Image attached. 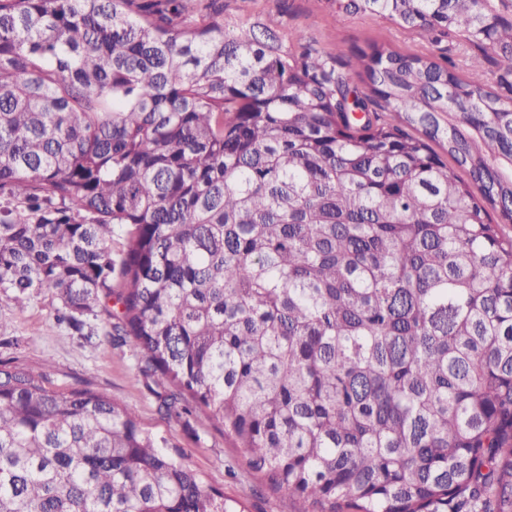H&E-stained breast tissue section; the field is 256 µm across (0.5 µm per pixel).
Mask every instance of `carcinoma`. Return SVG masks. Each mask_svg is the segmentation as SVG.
Here are the masks:
<instances>
[{"label": "carcinoma", "instance_id": "obj_1", "mask_svg": "<svg viewBox=\"0 0 512 512\" xmlns=\"http://www.w3.org/2000/svg\"><path fill=\"white\" fill-rule=\"evenodd\" d=\"M328 2L512 74L488 0ZM223 13L0 0V299L50 290L82 336L113 298L159 410H203L296 512H512V97L377 44L359 87ZM166 447L0 361V512H244Z\"/></svg>", "mask_w": 512, "mask_h": 512}]
</instances>
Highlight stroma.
Returning a JSON list of instances; mask_svg holds the SVG:
<instances>
[{
  "label": "stroma",
  "mask_w": 512,
  "mask_h": 512,
  "mask_svg": "<svg viewBox=\"0 0 512 512\" xmlns=\"http://www.w3.org/2000/svg\"><path fill=\"white\" fill-rule=\"evenodd\" d=\"M224 13L262 17L284 38L303 31L314 48L333 55L351 74L356 71L357 49L373 43L404 54L447 55L462 74L474 53L448 37L434 44L392 21L336 11L327 0H224ZM56 307L48 292L33 295L22 309L0 301V361L45 372L59 387L92 388L125 405L144 428L166 437L171 449L183 454L207 488L241 502L245 512H295L294 500L270 490L248 469L242 451L203 414L168 418L159 413L156 396L138 372L136 356L128 346L106 338L103 309L86 315L92 333L81 336L56 320Z\"/></svg>",
  "instance_id": "1"
}]
</instances>
